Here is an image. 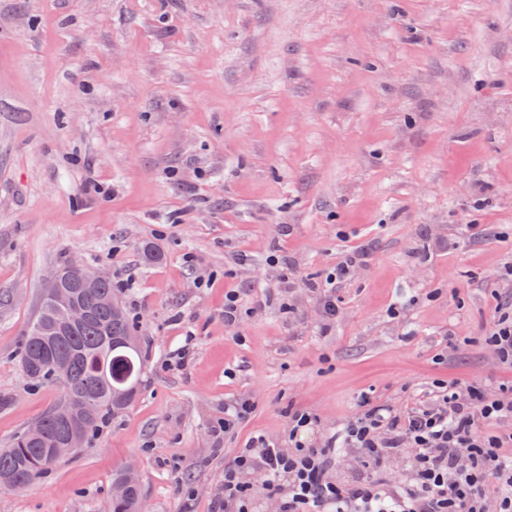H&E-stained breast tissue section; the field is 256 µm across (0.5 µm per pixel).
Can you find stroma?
I'll return each instance as SVG.
<instances>
[{"label":"stroma","mask_w":512,"mask_h":512,"mask_svg":"<svg viewBox=\"0 0 512 512\" xmlns=\"http://www.w3.org/2000/svg\"><path fill=\"white\" fill-rule=\"evenodd\" d=\"M361 247L321 332L319 287ZM67 258L130 280L140 394L0 512H112L128 467L144 512H182V482L212 512L289 407L332 432L365 396L512 386L484 341L512 297V0H0V448L61 396L18 351ZM283 287L292 315L225 323L226 291ZM255 403L249 398H239L224 407V419L218 420L213 429V437L219 441L233 436L240 425L249 418L255 410Z\"/></svg>","instance_id":"obj_1"}]
</instances>
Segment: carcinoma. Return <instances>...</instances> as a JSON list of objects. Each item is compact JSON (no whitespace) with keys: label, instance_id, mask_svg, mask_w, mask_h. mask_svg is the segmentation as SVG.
<instances>
[{"label":"carcinoma","instance_id":"obj_1","mask_svg":"<svg viewBox=\"0 0 512 512\" xmlns=\"http://www.w3.org/2000/svg\"><path fill=\"white\" fill-rule=\"evenodd\" d=\"M73 265L71 260L58 265L67 274L60 288L85 309V320L65 323L62 304L46 293L19 351L23 376L59 385L61 397L39 418L46 431L44 438L34 439L24 430L9 447L0 448L1 488L21 490L35 484L53 464L74 452L63 443L70 430L83 442L105 414L128 408L139 394L147 350L134 336L123 306L103 303L116 296L112 279L86 282L73 278ZM57 363L66 365L62 381L56 376ZM112 512H141L140 485L112 498Z\"/></svg>","mask_w":512,"mask_h":512}]
</instances>
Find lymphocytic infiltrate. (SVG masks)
<instances>
[{
  "instance_id": "obj_1",
  "label": "lymphocytic infiltrate",
  "mask_w": 512,
  "mask_h": 512,
  "mask_svg": "<svg viewBox=\"0 0 512 512\" xmlns=\"http://www.w3.org/2000/svg\"><path fill=\"white\" fill-rule=\"evenodd\" d=\"M323 439L288 414V437L257 434L224 466L213 512H512V390L435 380L405 412L362 397Z\"/></svg>"
}]
</instances>
